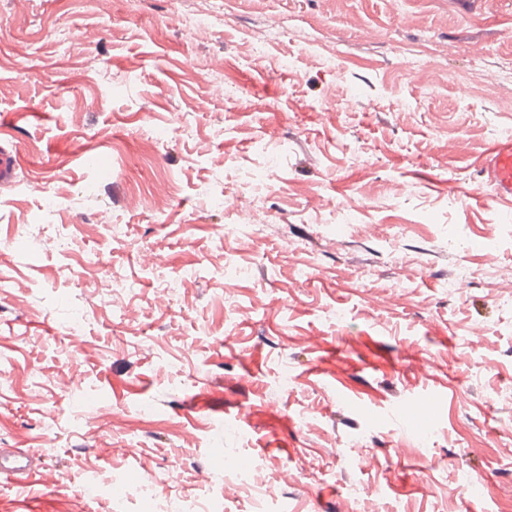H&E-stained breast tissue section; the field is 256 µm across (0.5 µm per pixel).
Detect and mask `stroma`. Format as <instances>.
I'll return each instance as SVG.
<instances>
[{
	"label": "stroma",
	"instance_id": "obj_1",
	"mask_svg": "<svg viewBox=\"0 0 512 512\" xmlns=\"http://www.w3.org/2000/svg\"><path fill=\"white\" fill-rule=\"evenodd\" d=\"M2 113L0 512H512V0H0ZM481 187L491 198L512 202V139L495 143L479 170ZM0 474L24 485L35 474L33 457L28 451H15L0 454Z\"/></svg>",
	"mask_w": 512,
	"mask_h": 512
}]
</instances>
